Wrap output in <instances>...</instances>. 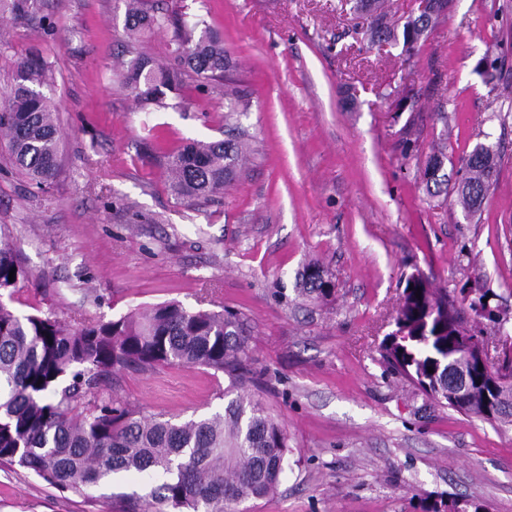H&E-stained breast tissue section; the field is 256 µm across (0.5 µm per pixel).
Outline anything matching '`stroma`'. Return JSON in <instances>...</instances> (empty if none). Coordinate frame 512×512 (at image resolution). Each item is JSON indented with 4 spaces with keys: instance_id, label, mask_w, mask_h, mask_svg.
Segmentation results:
<instances>
[{
    "instance_id": "stroma-1",
    "label": "stroma",
    "mask_w": 512,
    "mask_h": 512,
    "mask_svg": "<svg viewBox=\"0 0 512 512\" xmlns=\"http://www.w3.org/2000/svg\"><path fill=\"white\" fill-rule=\"evenodd\" d=\"M162 27L143 48L172 58L176 22L206 20L250 92L226 115L224 84L185 77L145 111L114 72L125 0H35L0 19V93L13 60L40 53L59 116L60 172L35 188L0 140V226L27 276L8 304L59 319H116L149 306L237 311L250 330L252 395L288 435L278 492L238 512H426L474 498L512 512V429L440 407L380 352L410 274L438 288H491L512 309V0H454L413 55L363 40L341 0H147ZM445 109L440 121L437 109ZM245 132L251 155L215 200L187 206L158 145ZM448 134L449 176L481 142L500 155L478 222L429 198L420 168ZM321 260L332 302L298 295ZM224 374L126 372L115 394L146 416L224 408ZM0 465V512H124Z\"/></svg>"
}]
</instances>
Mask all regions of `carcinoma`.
<instances>
[{"label": "carcinoma", "mask_w": 512, "mask_h": 512, "mask_svg": "<svg viewBox=\"0 0 512 512\" xmlns=\"http://www.w3.org/2000/svg\"><path fill=\"white\" fill-rule=\"evenodd\" d=\"M146 0H126L125 86L146 109L165 108L166 92L183 77L227 80L230 62L220 37L199 23L178 27L173 62L160 65L136 47L138 32L162 20L144 8ZM355 13L371 18L364 39L402 45L413 51L446 16L429 12L393 21L385 0H346ZM31 0H0V13H28ZM15 78L0 94V138L13 164L41 189L58 175L60 127L55 105L42 92L49 66L36 52L14 62ZM247 146L239 136L213 142L189 141L164 153L173 192L191 205L224 190L242 167ZM441 149L421 168L431 198L456 194L464 216L481 214L497 171L499 155L479 144L461 159L463 177L448 187ZM15 271L9 281V271ZM25 278L18 251L0 233V464L18 466L46 483L82 496L117 474L147 475L157 484L128 496L129 512H231L250 499L278 488L288 470V435L249 393L247 322L222 309L190 310L177 302L154 305L108 321L76 324L51 314H16L3 298ZM301 294L328 303L335 284L317 260L308 262L296 283ZM489 291L477 286L450 291L434 288L420 274L407 277L394 318L400 337L381 344L383 360L441 407L448 391L464 386L468 363L446 357L449 339L464 326L465 302L477 312ZM160 366L205 368L231 382L224 411L186 421L162 420L130 409L112 396L124 372L147 373ZM433 372H428V368ZM496 401L503 410L493 419L512 428V373L503 375Z\"/></svg>", "instance_id": "carcinoma-1"}]
</instances>
